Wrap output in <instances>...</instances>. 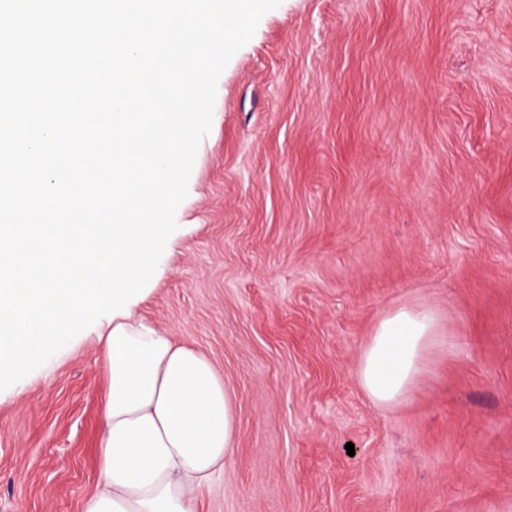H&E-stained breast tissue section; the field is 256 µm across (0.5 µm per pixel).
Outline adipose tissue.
<instances>
[{"instance_id": "adipose-tissue-1", "label": "adipose tissue", "mask_w": 512, "mask_h": 512, "mask_svg": "<svg viewBox=\"0 0 512 512\" xmlns=\"http://www.w3.org/2000/svg\"><path fill=\"white\" fill-rule=\"evenodd\" d=\"M431 306L386 314L363 348L358 382L378 405L409 393L438 343ZM108 384L98 490L83 512H194L224 473L236 432L234 402L213 364L135 316H116L99 335Z\"/></svg>"}]
</instances>
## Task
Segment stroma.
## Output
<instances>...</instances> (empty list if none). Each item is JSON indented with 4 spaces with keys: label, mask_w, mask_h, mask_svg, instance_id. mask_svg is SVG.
I'll list each match as a JSON object with an SVG mask.
<instances>
[{
    "label": "stroma",
    "mask_w": 512,
    "mask_h": 512,
    "mask_svg": "<svg viewBox=\"0 0 512 512\" xmlns=\"http://www.w3.org/2000/svg\"><path fill=\"white\" fill-rule=\"evenodd\" d=\"M176 221L136 313L237 419L197 512H512V0H281ZM423 304L450 346L374 404L361 350ZM105 381L90 327L0 391V512H82Z\"/></svg>",
    "instance_id": "1"
}]
</instances>
